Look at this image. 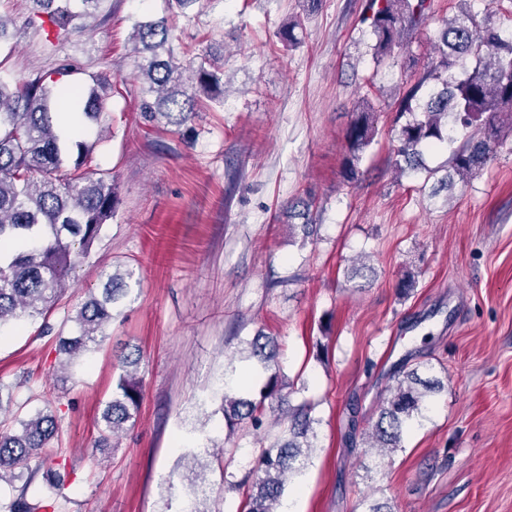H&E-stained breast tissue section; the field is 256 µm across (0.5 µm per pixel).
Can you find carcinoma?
<instances>
[{"instance_id":"cac0c4a2","label":"carcinoma","mask_w":512,"mask_h":512,"mask_svg":"<svg viewBox=\"0 0 512 512\" xmlns=\"http://www.w3.org/2000/svg\"><path fill=\"white\" fill-rule=\"evenodd\" d=\"M31 2L29 23L47 43L53 45L70 33L75 17L71 0ZM430 9L431 0H366L363 21L369 22L375 36L376 61L408 48ZM497 13L488 6L481 12L465 7L445 23L433 55L398 104L399 115L417 112L419 116L400 127L394 150L397 168L418 169L423 149L453 141L459 130L467 135L453 152L450 168L460 179H470L494 160L501 116H512V24L496 19ZM134 39L141 51L149 53L139 65V75L148 83V92L156 94L152 102L142 100L146 116L161 117L179 128L191 116L224 105V66L208 51L196 54L189 67L181 65L174 49L166 48L172 39L167 18L138 23ZM73 73L70 65L62 64L48 75L18 82L9 94L0 83V244L10 246L8 252H0V327L49 312L74 287L72 273L79 260L90 254L104 224L116 212L112 176L87 170L93 146L79 137L86 122L102 123L112 85L93 76L79 91L67 81ZM379 115L380 110L368 102L353 113L345 134L347 182L358 178V163L377 135ZM131 275L130 271L104 273L100 295L76 310L70 330H60L57 352L64 355L66 370L106 338L105 327L114 308L127 297ZM250 346L268 376L253 398L236 393L224 381L225 438L241 429L263 430L266 400L275 399L278 407L285 408L286 426L257 450L254 468L238 484L255 489L245 512H279L287 476L306 463L317 419L311 404L292 406L281 394L283 376L271 370L276 344L259 335ZM137 364L128 355L122 359L123 372L112 398L102 404L95 452L110 448L112 436L135 421L143 399L134 370ZM429 371L425 365L397 371L368 431L370 447L385 453L401 447L409 423L444 389ZM56 431L55 416L41 410L0 429V481L8 476L25 479L3 512H33L25 493L41 470L51 487L63 484L66 465L46 453Z\"/></svg>"}]
</instances>
